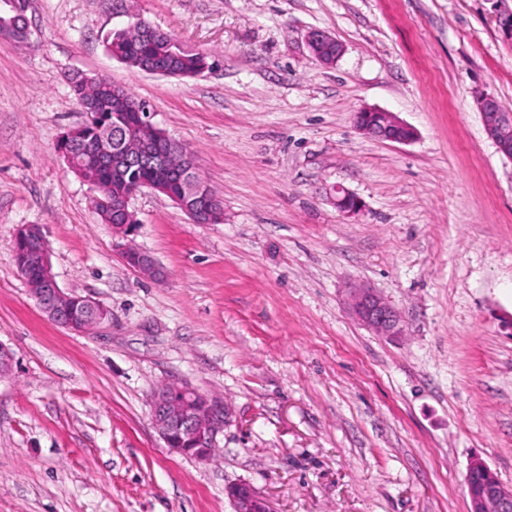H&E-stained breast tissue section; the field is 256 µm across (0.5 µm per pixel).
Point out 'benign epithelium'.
<instances>
[{"label": "benign epithelium", "mask_w": 512, "mask_h": 512, "mask_svg": "<svg viewBox=\"0 0 512 512\" xmlns=\"http://www.w3.org/2000/svg\"><path fill=\"white\" fill-rule=\"evenodd\" d=\"M0 5L10 8L13 15L0 19V36L12 38L21 19L17 15V5L5 0ZM307 44L312 55L326 65H334L344 53L343 44L331 35L313 30L307 35ZM117 99L133 110L136 118L130 143L115 150L110 145L100 143L96 147L99 165L120 173L127 167L141 162H149L165 171L169 170L167 155L154 136L156 125L149 117H142L137 101L119 92ZM478 109L485 134L496 145L498 151L512 159V113L503 110L498 99L484 94L478 99ZM356 124L362 133L395 143H409L416 132L395 114L375 108H363L356 113ZM143 188H150L170 198L195 224H219L224 221L221 201L214 196L203 179H198L190 196L179 195L171 187L156 180L140 181L112 197V207L122 213L123 223L112 224L115 235H123L135 222L130 210V201ZM336 208L346 216H355L362 211V201L343 186L334 189ZM14 242L34 243L31 258L41 269V277L28 282L31 297L49 319L61 327L82 333L109 320L108 310L86 297L81 299L84 308L92 319L77 324L70 316L73 292L61 288L53 273L52 254L43 229L38 224L21 226ZM124 259L132 263V268L142 276L158 280L164 277L162 267L145 251L135 252L124 249ZM350 307L355 317L365 326L381 336L390 339L404 334V317L384 298L369 288H354L349 294ZM151 419L160 438L170 451L208 461L217 448V437L224 431L231 418L227 402L201 393L177 380H169L158 386L150 400ZM470 512H512V488L507 489L496 474L480 459L469 465L466 476ZM233 501L235 512H271L268 501L248 483H236L226 488Z\"/></svg>", "instance_id": "1"}]
</instances>
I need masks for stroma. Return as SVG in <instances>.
<instances>
[{
	"mask_svg": "<svg viewBox=\"0 0 512 512\" xmlns=\"http://www.w3.org/2000/svg\"><path fill=\"white\" fill-rule=\"evenodd\" d=\"M28 18V41L0 39V512H235L236 483L274 512H469L475 458L512 487V160L476 105L512 109L493 0H31ZM140 19L208 69L112 57L110 34ZM312 30L344 45L335 65L312 56ZM77 72L194 151L223 223L145 188L113 236L56 148L84 119ZM364 107L415 139L367 137ZM337 185L358 217L336 210ZM23 224L109 322L75 333L38 309L14 261ZM128 245L164 280L127 266ZM355 287L401 311L403 336L354 318ZM173 378L232 405L209 462L152 424ZM333 197L336 208L346 216L358 215L363 208L362 201L343 186H336Z\"/></svg>",
	"mask_w": 512,
	"mask_h": 512,
	"instance_id": "1",
	"label": "stroma"
}]
</instances>
